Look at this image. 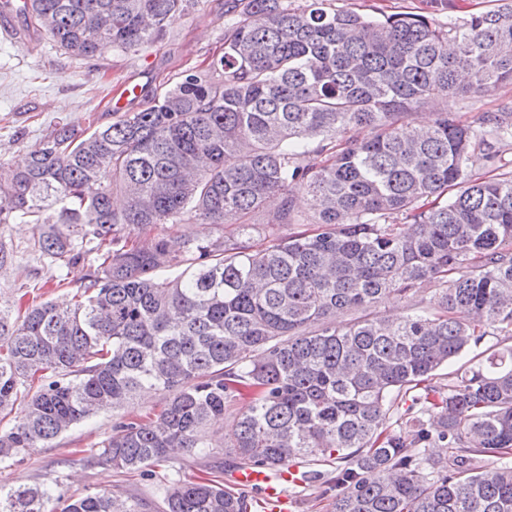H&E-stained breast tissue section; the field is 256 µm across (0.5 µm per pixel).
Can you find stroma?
Here are the masks:
<instances>
[{
  "mask_svg": "<svg viewBox=\"0 0 512 512\" xmlns=\"http://www.w3.org/2000/svg\"><path fill=\"white\" fill-rule=\"evenodd\" d=\"M500 0H335L337 8L379 18L399 12L424 13L436 24L487 11ZM235 0H194L157 43L136 52L107 51L94 58L69 55L46 34L30 32L22 39H0V164H23L30 147L38 144L59 123L83 132L90 123L112 120L116 87L134 80L141 87L125 109L138 112L188 68L206 66L224 47V29ZM512 106V84L474 97H451L438 109H417L405 123H431L436 110L478 126L487 112ZM39 233L33 224H0V241L13 247L15 257L0 269V298L19 304L32 301H70L83 286L90 267L86 262L48 271L28 251ZM113 416L104 411L55 439L50 447L32 450L23 459L0 464V486H31L49 476H61L65 495L104 492L126 499L147 494L140 477L119 473L89 461L90 449L112 433Z\"/></svg>",
  "mask_w": 512,
  "mask_h": 512,
  "instance_id": "35a3bbf8",
  "label": "stroma"
}]
</instances>
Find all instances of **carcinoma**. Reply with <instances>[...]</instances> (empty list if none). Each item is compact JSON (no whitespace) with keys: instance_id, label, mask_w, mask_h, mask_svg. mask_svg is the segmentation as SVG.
<instances>
[{"instance_id":"1","label":"carcinoma","mask_w":512,"mask_h":512,"mask_svg":"<svg viewBox=\"0 0 512 512\" xmlns=\"http://www.w3.org/2000/svg\"><path fill=\"white\" fill-rule=\"evenodd\" d=\"M190 5L31 0L27 22L90 58L158 42ZM241 5L223 54L147 108L79 135L58 124L24 167L0 165V224L40 225L42 261L93 267L66 304L0 300V464L110 407L90 456L154 479L155 464L210 456L212 421L245 395L222 434L227 470L303 463L327 512H512V173L469 172L477 148L503 167L512 111L484 114V134L446 112L427 131L402 124L512 84V3L446 26L331 0ZM275 199L267 224L247 223ZM186 219L210 232H168ZM430 281L442 288L416 300ZM388 295L408 313L372 312ZM145 389L164 407L126 412ZM437 442L447 456L428 453ZM60 485L0 486V512L253 504L208 474L167 476L156 500Z\"/></svg>"}]
</instances>
